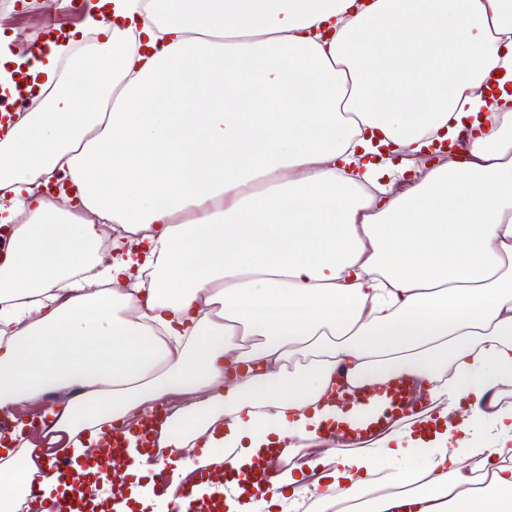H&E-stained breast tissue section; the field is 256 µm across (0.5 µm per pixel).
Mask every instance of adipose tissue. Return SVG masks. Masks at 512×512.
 Returning <instances> with one entry per match:
<instances>
[{
	"label": "adipose tissue",
	"mask_w": 512,
	"mask_h": 512,
	"mask_svg": "<svg viewBox=\"0 0 512 512\" xmlns=\"http://www.w3.org/2000/svg\"><path fill=\"white\" fill-rule=\"evenodd\" d=\"M172 2L89 0L63 40L0 45V94L21 71L41 106L0 133V411L57 394L38 439L79 466L182 398L164 455L129 451V500L156 506L153 471L176 486L351 424L337 368L406 376L426 418L274 478L273 505L385 483L367 512H512V0ZM466 127V161L419 165ZM55 175L80 207L37 195ZM36 441L0 440L9 506Z\"/></svg>",
	"instance_id": "obj_1"
}]
</instances>
